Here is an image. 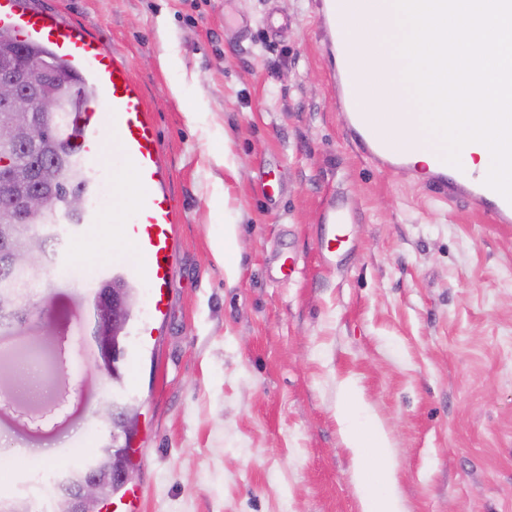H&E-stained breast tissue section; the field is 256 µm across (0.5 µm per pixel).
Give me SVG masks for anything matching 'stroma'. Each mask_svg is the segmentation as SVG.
<instances>
[{
    "instance_id": "stroma-1",
    "label": "stroma",
    "mask_w": 512,
    "mask_h": 512,
    "mask_svg": "<svg viewBox=\"0 0 512 512\" xmlns=\"http://www.w3.org/2000/svg\"><path fill=\"white\" fill-rule=\"evenodd\" d=\"M317 2L23 0L128 58L179 222L167 315L153 320L135 280L112 377L97 366L93 297L103 268L133 255L113 237L97 255L78 249L135 217L118 190L129 164L107 140L87 164L103 206L29 291L44 316L0 328V503L54 512L28 449H52L46 468L64 473L108 442L105 406L129 403L138 512H363L336 415L352 383L387 434L404 512H512V224L437 199L429 179L347 139ZM336 194L354 219L328 264L322 212ZM228 223L232 281L211 246Z\"/></svg>"
}]
</instances>
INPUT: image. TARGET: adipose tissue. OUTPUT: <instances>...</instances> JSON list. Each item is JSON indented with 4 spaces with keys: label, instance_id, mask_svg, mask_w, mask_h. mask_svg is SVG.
<instances>
[{
    "label": "adipose tissue",
    "instance_id": "1",
    "mask_svg": "<svg viewBox=\"0 0 512 512\" xmlns=\"http://www.w3.org/2000/svg\"><path fill=\"white\" fill-rule=\"evenodd\" d=\"M365 409L366 405L355 385H347L345 397L338 406V418L347 447L352 449L361 463L371 466L360 485L363 512H404L394 489L389 443L384 430L372 421L363 427L352 422L353 415Z\"/></svg>",
    "mask_w": 512,
    "mask_h": 512
}]
</instances>
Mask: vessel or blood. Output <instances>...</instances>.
<instances>
[{"label": "vessel or blood", "instance_id": "vessel-or-blood-1", "mask_svg": "<svg viewBox=\"0 0 512 512\" xmlns=\"http://www.w3.org/2000/svg\"><path fill=\"white\" fill-rule=\"evenodd\" d=\"M319 17L326 27L327 61L336 84V106L348 138L378 164L398 169L403 154L382 137L361 111L357 101V56L345 36V16L336 10V0H319ZM0 27L20 41L49 46L73 67L85 72L95 85L92 106L76 113L78 141L84 150L116 138L124 156L135 165L143 188L137 203V219L127 228L136 256L133 266L153 288L152 313L165 314L166 289L172 277L169 258L173 249L172 226L177 221L175 204L167 188V176L159 167L161 143L141 86L133 79L128 60L107 49L87 28L58 13L29 9L21 0H0ZM432 189L435 195L478 201L494 223H512V202L484 181L459 173L449 175L446 163L436 165Z\"/></svg>", "mask_w": 512, "mask_h": 512}]
</instances>
